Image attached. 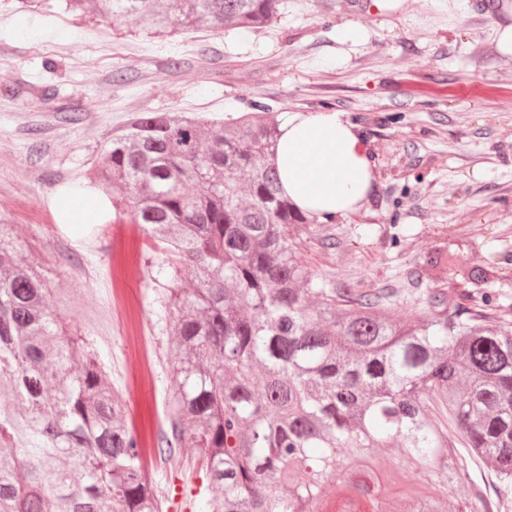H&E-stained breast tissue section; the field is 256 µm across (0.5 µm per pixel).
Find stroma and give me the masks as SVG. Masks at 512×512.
<instances>
[{
	"instance_id": "stroma-1",
	"label": "stroma",
	"mask_w": 512,
	"mask_h": 512,
	"mask_svg": "<svg viewBox=\"0 0 512 512\" xmlns=\"http://www.w3.org/2000/svg\"><path fill=\"white\" fill-rule=\"evenodd\" d=\"M512 25V0H284L272 26L241 34L206 27L170 36L133 32L124 21L82 19L48 0L22 10L0 0V221L51 270L59 294L83 296L63 311L72 336L93 342L117 384L126 381V316L111 296L108 231L128 224L107 213L97 234L60 223L65 186L88 184L107 132L132 113L196 112L224 120L271 107L277 119L335 110L364 139L371 187L360 206L336 217L332 249L301 242L315 275L388 292L396 316L418 312L428 290L455 292L472 268L487 279L471 303L512 311V52L499 25ZM180 58L172 67L171 58ZM53 69H46L45 61ZM124 84L113 81L115 74ZM55 104L29 107L45 88ZM80 114L63 121L60 108ZM144 334L156 390L133 422L156 438L170 378L166 278L151 268L162 243L136 242ZM451 496L481 491L496 512H512L479 461Z\"/></svg>"
}]
</instances>
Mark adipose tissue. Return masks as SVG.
Wrapping results in <instances>:
<instances>
[{
	"mask_svg": "<svg viewBox=\"0 0 512 512\" xmlns=\"http://www.w3.org/2000/svg\"><path fill=\"white\" fill-rule=\"evenodd\" d=\"M282 129L275 162L283 189L298 208L316 215H337L363 200L371 161L343 113H294Z\"/></svg>",
	"mask_w": 512,
	"mask_h": 512,
	"instance_id": "ef3b65f1",
	"label": "adipose tissue"
}]
</instances>
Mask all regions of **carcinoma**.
I'll return each mask as SVG.
<instances>
[{
	"label": "carcinoma",
	"mask_w": 512,
	"mask_h": 512,
	"mask_svg": "<svg viewBox=\"0 0 512 512\" xmlns=\"http://www.w3.org/2000/svg\"><path fill=\"white\" fill-rule=\"evenodd\" d=\"M283 0H65L81 17L164 35L253 32ZM280 124L135 112L112 129L95 183L165 244L175 338L163 459L198 451L199 512H393L369 460L398 447L433 480L408 512H493L448 497L458 446L512 489V330L438 291L414 318L384 293L309 272L289 236L336 240L281 193ZM191 270L194 287L178 282ZM45 264L0 224V512H162L123 392L57 320Z\"/></svg>",
	"instance_id": "obj_1"
}]
</instances>
